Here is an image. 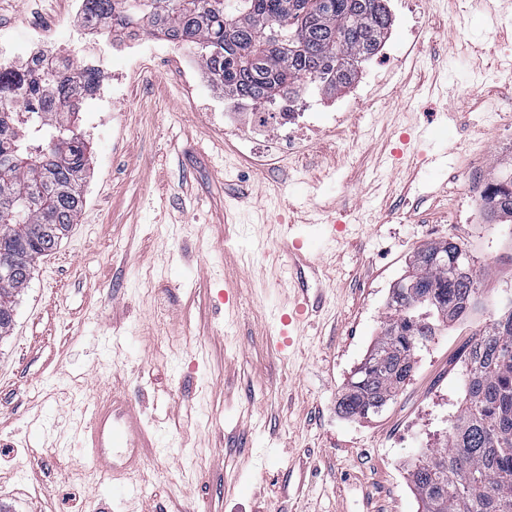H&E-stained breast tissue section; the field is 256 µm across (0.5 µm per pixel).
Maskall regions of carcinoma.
Here are the masks:
<instances>
[{
  "label": "carcinoma",
  "instance_id": "obj_1",
  "mask_svg": "<svg viewBox=\"0 0 512 512\" xmlns=\"http://www.w3.org/2000/svg\"><path fill=\"white\" fill-rule=\"evenodd\" d=\"M83 28L142 29L199 50L224 94L268 104L308 86L340 90L389 26L384 0H84ZM26 73L0 71V336L33 262L50 252L85 203L87 145L72 117L99 69L44 54ZM509 178L491 184L488 218L512 224ZM450 238L409 260L415 287L391 289L381 332L340 400L349 417L381 411L414 371L417 352L466 313L480 285ZM465 395L443 442L411 471L422 512H512V297L467 351Z\"/></svg>",
  "mask_w": 512,
  "mask_h": 512
}]
</instances>
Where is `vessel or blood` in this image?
<instances>
[{"mask_svg":"<svg viewBox=\"0 0 512 512\" xmlns=\"http://www.w3.org/2000/svg\"><path fill=\"white\" fill-rule=\"evenodd\" d=\"M314 312L305 289L298 288L288 311L280 321L301 333ZM88 424L82 430L84 449L93 464L98 482H113L118 473L133 474L140 468L139 450L145 441V428L133 406L120 394L94 398L85 405Z\"/></svg>","mask_w":512,"mask_h":512,"instance_id":"b4317fda","label":"vessel or blood"}]
</instances>
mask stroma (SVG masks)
Returning <instances> with one entry per match:
<instances>
[{
    "mask_svg": "<svg viewBox=\"0 0 512 512\" xmlns=\"http://www.w3.org/2000/svg\"><path fill=\"white\" fill-rule=\"evenodd\" d=\"M72 0H0V56L33 36L120 71L82 102L85 205L40 258L0 338V512H420L410 473L464 393L451 363L512 292V224L485 221L461 170L496 178L504 141L487 108H512V22L470 0H428L351 122L263 165L224 135V94L189 49L125 57ZM47 14L56 31H34ZM190 63V85L172 68ZM339 213L337 229L320 209ZM295 227L294 239L281 227ZM465 244L481 274L475 319L450 323L378 414L338 402L380 332L390 290L421 246ZM326 304L282 346L281 273ZM129 395L147 438L133 495L93 481L75 430L90 397Z\"/></svg>",
    "mask_w": 512,
    "mask_h": 512,
    "instance_id": "1",
    "label": "stroma"
}]
</instances>
